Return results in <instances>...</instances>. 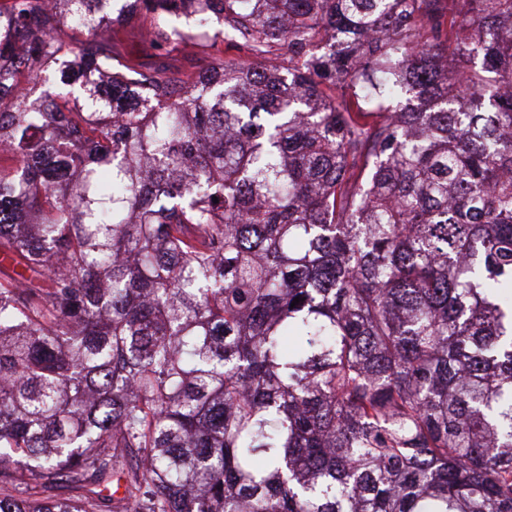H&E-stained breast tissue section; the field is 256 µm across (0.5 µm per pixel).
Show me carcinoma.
Masks as SVG:
<instances>
[{"label":"carcinoma","mask_w":512,"mask_h":512,"mask_svg":"<svg viewBox=\"0 0 512 512\" xmlns=\"http://www.w3.org/2000/svg\"><path fill=\"white\" fill-rule=\"evenodd\" d=\"M44 2L0 6V512H512V0ZM153 22L151 15H139L121 27L114 37L120 55L130 61L141 57L140 33Z\"/></svg>","instance_id":"cac0c4a2"}]
</instances>
